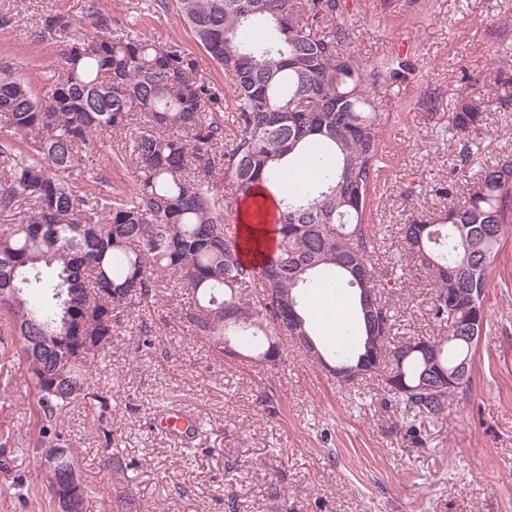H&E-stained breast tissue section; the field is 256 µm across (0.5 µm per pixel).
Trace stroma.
Here are the masks:
<instances>
[{
  "instance_id": "obj_1",
  "label": "stroma",
  "mask_w": 512,
  "mask_h": 512,
  "mask_svg": "<svg viewBox=\"0 0 512 512\" xmlns=\"http://www.w3.org/2000/svg\"><path fill=\"white\" fill-rule=\"evenodd\" d=\"M351 40L367 62L410 57L414 70L375 95L398 122L384 130L388 156L370 205L380 266L404 251L402 228L448 205L438 194L458 159V138L442 135L472 87L493 95L512 69V0H345ZM87 21L110 14L158 43H177L197 73L225 90L223 70L178 19L177 0H0V59L34 87L57 68V45L33 32L48 11ZM483 158L512 157V107L489 104L480 132ZM102 192L130 189L134 176L119 137L106 135L85 161ZM393 289L396 339L436 336L434 286L406 264ZM182 297L162 298L151 329L155 350L134 356L139 322L117 329L95 385L114 398L110 424L127 467L113 472L82 410L64 419L69 447L91 494L84 512H512V229L486 290L488 325L475 352L472 387L445 415L403 417L381 379L344 388L302 353L270 369L217 358L206 338L183 331ZM189 411L202 430L181 440L157 431L155 417ZM33 386L12 352L0 350V512H54L41 494L32 448Z\"/></svg>"
}]
</instances>
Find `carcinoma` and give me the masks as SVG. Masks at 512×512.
Returning a JSON list of instances; mask_svg holds the SVG:
<instances>
[{"label":"carcinoma","mask_w":512,"mask_h":512,"mask_svg":"<svg viewBox=\"0 0 512 512\" xmlns=\"http://www.w3.org/2000/svg\"><path fill=\"white\" fill-rule=\"evenodd\" d=\"M196 41L229 79L231 100L198 76L175 44L113 26L100 13L85 27L50 12L35 31L60 46L57 68L41 76L39 95L16 68L0 62V315L15 339L35 397L33 448H67L63 417L91 415L112 447L109 403L90 366L112 332L151 315L172 288L191 296L180 320L224 356L260 357L290 337L280 317L314 339L326 362L383 376L406 414L438 417L461 390L448 374L473 367L488 316L473 321L486 296L500 244L512 224V159L481 162L474 134L483 126L481 95L461 100L442 135L466 136L458 170L479 167L462 202L404 225L414 265L435 284L433 321L442 335L437 361L404 356L382 282L368 208L383 168V130L394 115L371 96L413 71L399 54L370 64L351 49L341 0H178ZM500 107L512 105V74L497 72ZM231 103L230 118L224 104ZM128 136L131 190L102 195L82 173L97 136ZM315 169L289 187L303 164ZM245 197L263 182L288 186L279 204L274 247L257 265L242 260L239 225L224 222L221 177ZM328 284L350 299L358 322L340 326L338 343L305 317L313 288ZM374 313L364 312L365 289ZM93 347L90 358L65 360ZM386 360L372 369L370 354Z\"/></svg>","instance_id":"cac0c4a2"}]
</instances>
